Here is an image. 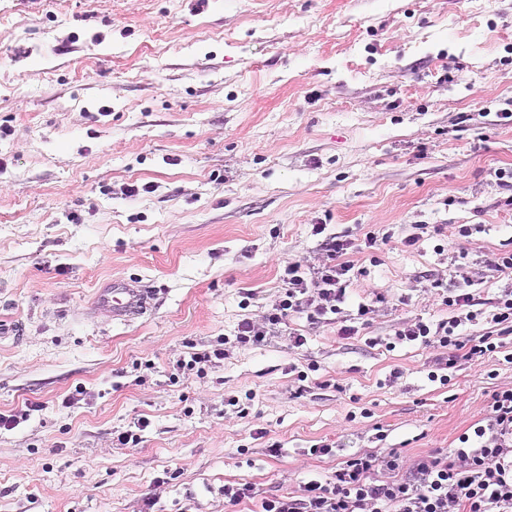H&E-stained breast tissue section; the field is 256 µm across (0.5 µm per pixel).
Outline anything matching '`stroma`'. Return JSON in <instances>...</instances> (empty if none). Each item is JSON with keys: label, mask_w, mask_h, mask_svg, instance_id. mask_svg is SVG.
I'll return each mask as SVG.
<instances>
[{"label": "stroma", "mask_w": 512, "mask_h": 512, "mask_svg": "<svg viewBox=\"0 0 512 512\" xmlns=\"http://www.w3.org/2000/svg\"><path fill=\"white\" fill-rule=\"evenodd\" d=\"M506 108L512 0H0V324L23 325L0 337V413L37 406L0 429V512H227L240 483L236 512H259L363 448L407 465L456 448L512 363L443 385L436 348L385 344L449 317L430 280L504 287ZM316 224L355 242L345 313L387 303L352 338L299 315L303 348L233 346L170 381L189 345L262 321L288 263L324 262ZM129 279L145 313L94 308ZM140 418V443L115 445Z\"/></svg>", "instance_id": "stroma-1"}]
</instances>
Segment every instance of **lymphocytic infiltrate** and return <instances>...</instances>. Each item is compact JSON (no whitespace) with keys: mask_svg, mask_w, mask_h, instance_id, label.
I'll return each instance as SVG.
<instances>
[{"mask_svg":"<svg viewBox=\"0 0 512 512\" xmlns=\"http://www.w3.org/2000/svg\"><path fill=\"white\" fill-rule=\"evenodd\" d=\"M324 230L321 224L313 227L314 234L324 237V264L315 268L289 263L278 304L263 323H239L234 339L238 347L279 336L291 347H303L306 336L288 325L297 314L312 324H339L340 336L356 335V327L345 325L342 309L352 267L341 257L351 243ZM491 269L509 281L491 304H484L465 277L443 299L451 317L435 324L418 320L398 331L399 341L437 349L430 379L447 382L459 360L478 362L500 352L501 337L512 334V249L499 253ZM480 323L487 329L479 338L464 336L462 326ZM460 442L453 456H423L407 467L394 453H355L331 479L310 480L297 495L265 498L261 512H512V389L492 392L485 424L461 435Z\"/></svg>","mask_w":512,"mask_h":512,"instance_id":"f902f5d3","label":"lymphocytic infiltrate"}]
</instances>
